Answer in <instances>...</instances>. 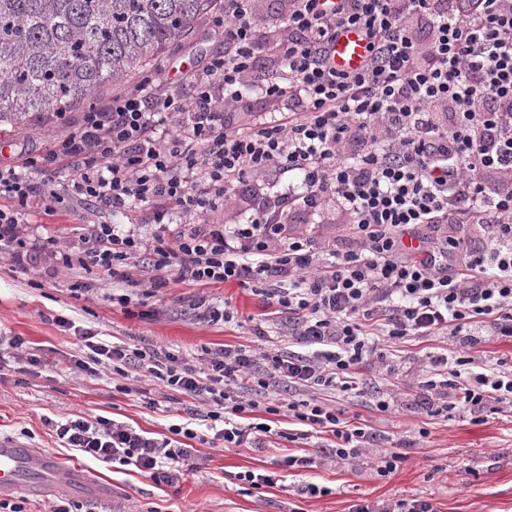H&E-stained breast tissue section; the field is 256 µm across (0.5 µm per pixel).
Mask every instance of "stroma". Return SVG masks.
Returning a JSON list of instances; mask_svg holds the SVG:
<instances>
[{
	"label": "stroma",
	"mask_w": 512,
	"mask_h": 512,
	"mask_svg": "<svg viewBox=\"0 0 512 512\" xmlns=\"http://www.w3.org/2000/svg\"><path fill=\"white\" fill-rule=\"evenodd\" d=\"M223 49L220 28L203 22L192 37L168 48L151 76L157 83L175 82L181 71ZM80 116L77 109L62 121L47 112H32L18 123L1 125L0 166L15 163L22 155L43 153L53 141L68 137ZM287 186L284 175L245 182L237 186L232 205L201 215H174L169 229L174 232L180 225L193 222L246 223L253 196L277 194ZM163 207V202L153 201L114 213L72 199L67 210L55 216H29L27 224L20 227L21 237L30 245L51 237L59 245L74 249L81 244L85 226L98 221L138 224L152 233L156 230L152 214ZM296 230L329 248L354 245L349 224L333 204L307 217ZM16 250V245L0 242V333L23 337L29 350L45 358L46 364L31 371L21 367L11 350L0 351L9 361L0 374V436L55 454L68 464L81 462L80 457L61 446L48 426L49 420L102 415L147 432L163 433L178 422L190 401L164 390L145 375L137 383V392L126 395L116 391L121 378L111 370L89 377L75 368H58V361L75 354L77 347L74 333L57 326L55 317L63 316L92 329L107 342L161 346L193 360L205 350L225 346L243 345L257 353L302 350L293 341L295 317L279 311L277 305L267 303L251 289L230 283L192 286L171 277L148 297L143 286L148 269H132L130 280L116 289L111 279L98 271L64 270L48 252L40 253L31 264L16 262ZM116 290L129 296V307L113 303ZM226 305L234 311V321L205 318L207 308ZM391 351L401 381H391L385 371L368 364L361 371L358 392L326 396L346 420L387 438L392 446L407 453V461L389 476H377L363 465L327 459L306 471L283 472L281 480L260 493H241L235 481L237 473L277 470L282 456L303 446L276 436L277 431L292 429V420L268 414L260 407L246 413L245 418L250 423L268 424L272 436L257 448H228L211 437L193 441L202 466L187 472L178 487L153 481L131 466L118 470L89 462L85 468L111 485L122 497L126 512H348L359 500L398 497L429 499L435 512H512V417L491 414L486 421L476 423L464 414L446 420L414 410L412 404L421 392V382L433 376L432 360L444 354L458 356L460 350L447 346L443 337L434 336L407 340L392 346ZM390 392L407 403V410H378V401ZM309 483L327 488V495L303 494Z\"/></svg>",
	"instance_id": "stroma-1"
}]
</instances>
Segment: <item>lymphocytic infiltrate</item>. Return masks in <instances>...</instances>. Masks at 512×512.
<instances>
[{
    "instance_id": "lymphocytic-infiltrate-1",
    "label": "lymphocytic infiltrate",
    "mask_w": 512,
    "mask_h": 512,
    "mask_svg": "<svg viewBox=\"0 0 512 512\" xmlns=\"http://www.w3.org/2000/svg\"><path fill=\"white\" fill-rule=\"evenodd\" d=\"M256 0H224L214 18L224 49L175 85L145 79L103 110L82 113L71 135L16 166H0V241L20 242L32 211L53 215L65 196L53 185L61 166L73 176L68 195L122 211L161 200L204 213L231 202L234 188L278 171L299 186L255 198L248 224H191L173 238L138 225L93 224L75 250L56 252L63 267L94 268L113 283L128 280L129 259L147 253L156 288L167 272L188 285L234 283L268 295L295 316L311 355H263L240 346L208 352L196 366L163 347L106 344L82 329L70 363L94 377L111 367L144 369L165 388L205 407L225 447H258L272 429L241 423L258 403L245 388L285 380L308 399H272L265 411L295 420L286 441L332 436L339 461H369L394 473L405 453L385 446L318 392L357 390L364 364L395 375L378 342L443 336L472 347L512 339V0H281L282 23L270 26ZM346 26L359 27L367 55L358 72L337 70L329 46ZM289 103L287 115L242 128L234 118L249 90ZM333 202L347 215L355 246L331 250L296 234L290 215ZM447 224L487 228L489 248L447 239ZM425 226L432 247L405 235ZM440 379L419 407L432 417L512 413V370L486 372L472 356L440 357ZM64 447L106 465L135 467L176 485L194 468L186 441L197 433L172 424L152 435L113 419L64 416L52 421Z\"/></svg>"
}]
</instances>
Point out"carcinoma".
<instances>
[{
    "instance_id": "1",
    "label": "carcinoma",
    "mask_w": 512,
    "mask_h": 512,
    "mask_svg": "<svg viewBox=\"0 0 512 512\" xmlns=\"http://www.w3.org/2000/svg\"><path fill=\"white\" fill-rule=\"evenodd\" d=\"M218 10L220 0H0V123L72 111Z\"/></svg>"
}]
</instances>
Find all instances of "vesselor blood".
<instances>
[{
	"mask_svg": "<svg viewBox=\"0 0 512 512\" xmlns=\"http://www.w3.org/2000/svg\"><path fill=\"white\" fill-rule=\"evenodd\" d=\"M365 54L366 39L360 29L346 27L339 31L334 43L337 69L358 70ZM55 479L65 488L83 483L79 466H67L54 455L38 453L15 441L0 439V496L18 491L38 495Z\"/></svg>",
	"mask_w": 512,
	"mask_h": 512,
	"instance_id": "vessel-or-blood-1",
	"label": "vessel or blood"
}]
</instances>
